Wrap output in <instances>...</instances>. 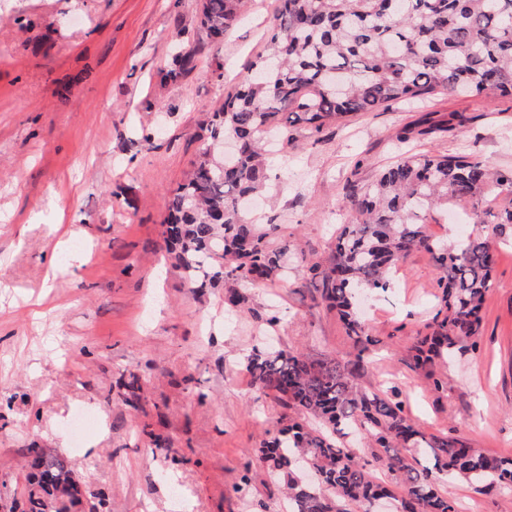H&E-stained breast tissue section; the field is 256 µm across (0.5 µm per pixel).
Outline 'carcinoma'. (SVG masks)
<instances>
[{
  "mask_svg": "<svg viewBox=\"0 0 512 512\" xmlns=\"http://www.w3.org/2000/svg\"><path fill=\"white\" fill-rule=\"evenodd\" d=\"M246 0H199L200 26L215 40L240 16ZM512 96V0H277L263 52L221 106L200 124L199 158L168 198L165 241L193 288L224 287V305L243 308V282H272L286 272L288 244L280 225L245 215L242 201L269 180L263 136L294 142L392 101L443 93ZM231 137L239 151L221 155ZM512 196V172L479 157L405 155L367 186L346 195L349 223L336 233L327 268L313 263L318 303L336 311L353 341L346 360L310 359L292 350L256 349L245 359L253 385L288 411L276 434L259 443L257 461L283 483L288 512H374L386 496L397 512H457L439 491L463 480L481 495L512 494V458L437 436L415 425L397 389L391 395L359 384L374 345L357 309L362 292H386L416 251L441 271L440 308L408 347L409 366L436 391L448 387L443 367L455 352L474 350L492 284L498 243L470 233L455 243L426 232L437 205L468 204L484 223L485 188ZM133 377L118 398L141 400ZM395 484L373 479L361 451ZM20 512H78L82 491L65 459L49 448L30 451Z\"/></svg>",
  "mask_w": 512,
  "mask_h": 512,
  "instance_id": "cac0c4a2",
  "label": "carcinoma"
}]
</instances>
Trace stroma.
Wrapping results in <instances>:
<instances>
[{"label": "stroma", "instance_id": "1", "mask_svg": "<svg viewBox=\"0 0 512 512\" xmlns=\"http://www.w3.org/2000/svg\"><path fill=\"white\" fill-rule=\"evenodd\" d=\"M274 9L252 0L216 45L196 0H0V507L19 498L29 449L51 448L86 493L107 495L109 512H281L255 450L283 410L256 391L245 358L269 344L313 359L351 351L335 312L312 306L308 270L330 263L350 186L391 164L401 130L424 118L435 130L409 150L512 170V97L491 91L297 130L270 161L261 210L298 247L287 278L242 283L241 313L225 308L223 288L192 292L166 253L168 196L198 156L200 121L246 74ZM181 45L197 66L175 75ZM454 112L469 116L466 128L447 130ZM486 230L505 242L478 347L449 360L447 390L403 362L437 310L439 272L424 252L361 305L378 341L362 383L400 388L427 432L512 458V230ZM135 375L145 379L139 410L109 397ZM81 413L101 427L78 441L69 424ZM156 435L171 454H151ZM441 490L464 512H512V495L454 481Z\"/></svg>", "mask_w": 512, "mask_h": 512}]
</instances>
